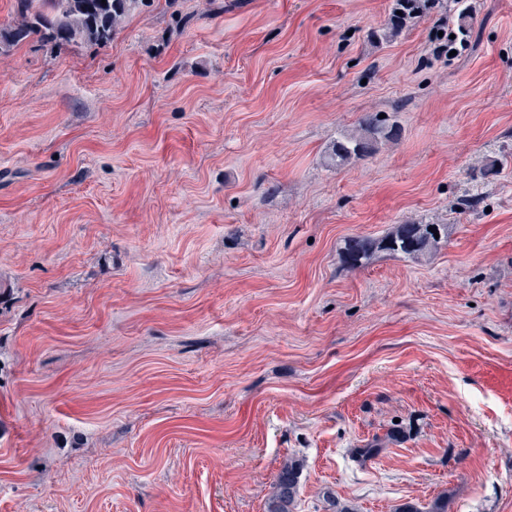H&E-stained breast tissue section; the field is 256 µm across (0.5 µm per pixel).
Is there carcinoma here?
Segmentation results:
<instances>
[{"instance_id": "obj_1", "label": "carcinoma", "mask_w": 512, "mask_h": 512, "mask_svg": "<svg viewBox=\"0 0 512 512\" xmlns=\"http://www.w3.org/2000/svg\"><path fill=\"white\" fill-rule=\"evenodd\" d=\"M148 0H15L14 23L0 28V54H7L28 39H38L43 45L92 43L104 46L112 41L118 24ZM424 9L423 0H394L392 18L376 37L387 40ZM399 136V126L389 117L377 114L362 117L358 127L338 133L327 147L329 163L341 168L376 153L382 146ZM448 241V225L424 222L400 224L381 238L356 237L345 242L344 258L352 266H360L371 255L383 252L404 259H419L437 250ZM396 440L390 431L354 450L358 461L373 459ZM302 463L288 458L281 467L268 497L265 512H294L299 495ZM448 497L438 496L426 510L406 503L396 512H448Z\"/></svg>"}]
</instances>
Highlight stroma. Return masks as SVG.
<instances>
[{
  "instance_id": "35a3bbf8",
  "label": "stroma",
  "mask_w": 512,
  "mask_h": 512,
  "mask_svg": "<svg viewBox=\"0 0 512 512\" xmlns=\"http://www.w3.org/2000/svg\"><path fill=\"white\" fill-rule=\"evenodd\" d=\"M392 3L153 0L0 56V512H265L291 456L295 512H512V0L375 41ZM376 112L399 139L330 167ZM406 221L447 243L345 262ZM396 432L391 430L384 438H375L363 445V448H355L354 458L358 461H367L380 455L387 448V444L396 440Z\"/></svg>"
}]
</instances>
